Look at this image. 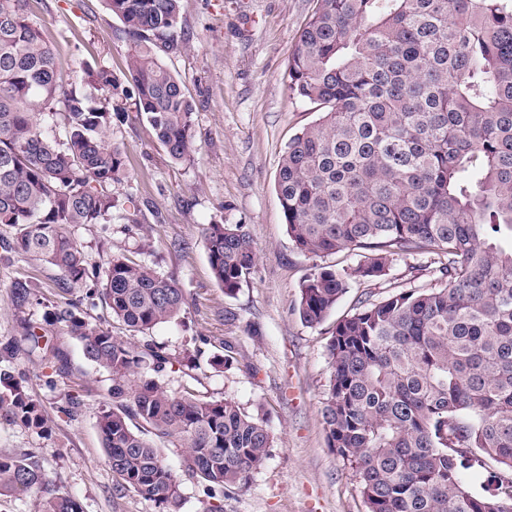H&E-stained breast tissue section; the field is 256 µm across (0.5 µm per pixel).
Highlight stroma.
<instances>
[{
    "label": "stroma",
    "instance_id": "stroma-1",
    "mask_svg": "<svg viewBox=\"0 0 512 512\" xmlns=\"http://www.w3.org/2000/svg\"><path fill=\"white\" fill-rule=\"evenodd\" d=\"M316 0H182V40L158 48L159 60L178 75L194 109L196 153L174 162L132 99H121L110 140L126 160L113 185L116 206L108 224L72 227L90 263L105 265L123 253L176 279L186 296L179 319L134 336L171 356L196 344L189 367L166 371V387L205 400L229 399L264 419L273 446L248 484L227 492L223 512H366L352 469L329 448L322 418L331 367L326 347L338 321L357 302L380 300L430 283L423 259L403 256L386 276L349 281L325 320L306 325L296 305L303 283L318 268L350 274L360 260L346 249L314 256L296 249L275 190L280 156L289 140L317 119L313 104L287 89L288 59ZM30 19L58 51L67 82L86 85L87 65L125 78L134 41L103 0H30ZM247 225L258 261L234 294L214 280L204 228ZM15 233L0 224V368L21 377L46 417L35 430L0 415V455L35 453L59 493L74 496L83 512H163L162 505L118 488L97 428L107 402V373L83 355L79 343L46 326L44 302L53 298L58 272L26 255L2 249ZM31 280L37 301H17L11 284ZM46 326L47 349H31L26 324ZM232 349L231 365L215 357ZM67 372H58V357ZM79 397L70 409V397Z\"/></svg>",
    "mask_w": 512,
    "mask_h": 512
}]
</instances>
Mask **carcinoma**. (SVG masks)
<instances>
[{"label":"carcinoma","instance_id":"carcinoma-1","mask_svg":"<svg viewBox=\"0 0 512 512\" xmlns=\"http://www.w3.org/2000/svg\"><path fill=\"white\" fill-rule=\"evenodd\" d=\"M137 39L129 87L89 68L88 85L133 96L169 157L194 160V109L153 46L174 42L180 0H104ZM29 0H0V224L10 251L56 268L51 320L105 371L112 402L97 427L118 486L176 512L181 476L215 501L244 487L273 436L232 400L170 392L167 367L92 319L97 303L129 332L177 319L172 278L124 254L89 262L68 234L112 221L125 161L109 139L112 112L68 86L55 48L30 21ZM288 90L320 116L286 146L275 179L288 235L319 256L365 251L347 275L318 269L301 288L300 318L320 324L348 278H381L395 258H430L439 288L403 290L336 324L322 415L328 447L355 472L367 512H512V0H317L288 61ZM64 120L59 139L54 116ZM227 294L256 264L244 224L204 228ZM0 412L42 429L23 380L0 370ZM182 448L183 474L155 440ZM502 473L467 481L479 458ZM40 494L39 512H82L35 456H0V493Z\"/></svg>","mask_w":512,"mask_h":512}]
</instances>
